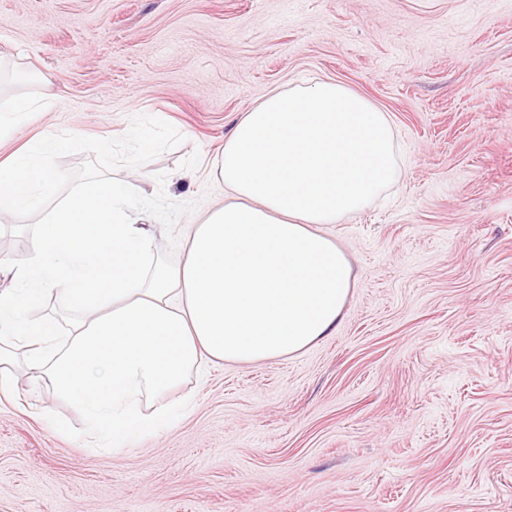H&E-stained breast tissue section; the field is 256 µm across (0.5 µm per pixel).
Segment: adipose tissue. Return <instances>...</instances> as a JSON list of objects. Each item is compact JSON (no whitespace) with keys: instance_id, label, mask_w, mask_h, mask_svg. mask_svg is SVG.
I'll list each match as a JSON object with an SVG mask.
<instances>
[{"instance_id":"1","label":"adipose tissue","mask_w":512,"mask_h":512,"mask_svg":"<svg viewBox=\"0 0 512 512\" xmlns=\"http://www.w3.org/2000/svg\"><path fill=\"white\" fill-rule=\"evenodd\" d=\"M45 137L0 164V209L56 194ZM231 193L185 235L171 266L130 204L132 184L91 181L35 232V249L0 294V384L16 354L86 417L112 449L181 418L167 395L203 362L254 363L297 353L335 330L353 284L321 224L362 211L396 184L392 120L345 85L269 92L240 119L214 162ZM81 312L68 335L27 311L51 291ZM155 400V410L144 402Z\"/></svg>"}]
</instances>
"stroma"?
<instances>
[{"instance_id":"obj_1","label":"stroma","mask_w":512,"mask_h":512,"mask_svg":"<svg viewBox=\"0 0 512 512\" xmlns=\"http://www.w3.org/2000/svg\"><path fill=\"white\" fill-rule=\"evenodd\" d=\"M0 59L68 193L133 181L160 258L229 194L212 172L270 90L331 79L388 112L400 177L320 230L355 283L293 355L212 362L190 410L112 451L12 370L0 512H512V0H0ZM0 214V292L55 206Z\"/></svg>"}]
</instances>
